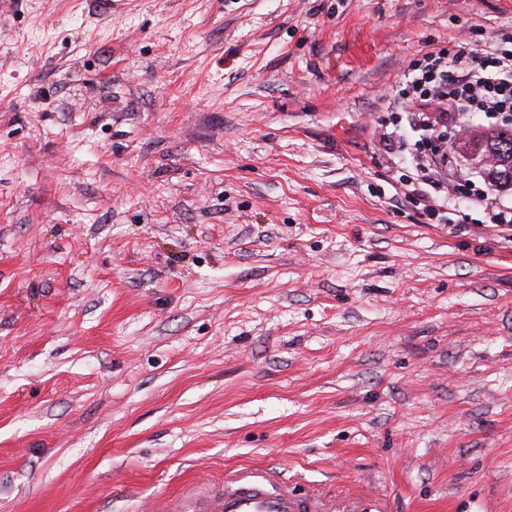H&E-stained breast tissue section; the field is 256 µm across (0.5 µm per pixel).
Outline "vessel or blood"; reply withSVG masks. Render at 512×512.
I'll return each mask as SVG.
<instances>
[{"mask_svg":"<svg viewBox=\"0 0 512 512\" xmlns=\"http://www.w3.org/2000/svg\"><path fill=\"white\" fill-rule=\"evenodd\" d=\"M166 512H388L384 494L363 490L332 494L305 488L269 469L226 471L205 491L187 488L169 500Z\"/></svg>","mask_w":512,"mask_h":512,"instance_id":"1","label":"vessel or blood"}]
</instances>
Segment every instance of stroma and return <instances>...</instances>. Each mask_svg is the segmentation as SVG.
<instances>
[{
    "label": "stroma",
    "instance_id": "stroma-1",
    "mask_svg": "<svg viewBox=\"0 0 512 512\" xmlns=\"http://www.w3.org/2000/svg\"><path fill=\"white\" fill-rule=\"evenodd\" d=\"M512 0H0V512L225 471L512 512V242L400 175ZM450 187L451 186H448L446 195L441 199H437L426 189H421L423 193L418 195L421 198L422 202H420V204L423 206V210H425V213L429 216V220H435V224H447L453 221L448 217V214H452L448 212V194L450 193Z\"/></svg>",
    "mask_w": 512,
    "mask_h": 512
}]
</instances>
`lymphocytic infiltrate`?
<instances>
[{
	"label": "lymphocytic infiltrate",
	"instance_id": "f902f5d3",
	"mask_svg": "<svg viewBox=\"0 0 512 512\" xmlns=\"http://www.w3.org/2000/svg\"><path fill=\"white\" fill-rule=\"evenodd\" d=\"M420 101L412 131L414 161L420 171L448 168L451 160L440 143L449 116L483 113L493 124L512 122V29L499 31L493 41L475 48L459 41L451 50H431L409 73L395 108Z\"/></svg>",
	"mask_w": 512,
	"mask_h": 512
}]
</instances>
